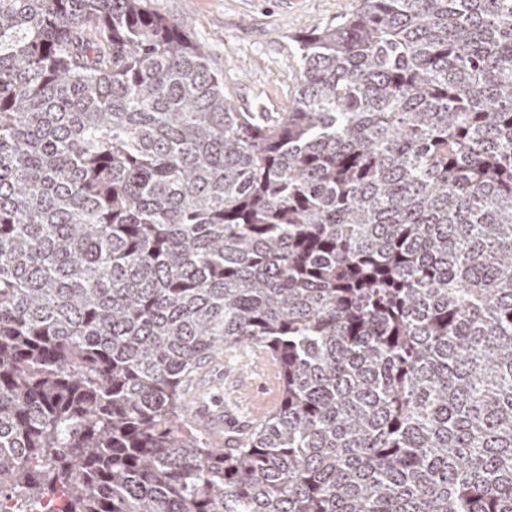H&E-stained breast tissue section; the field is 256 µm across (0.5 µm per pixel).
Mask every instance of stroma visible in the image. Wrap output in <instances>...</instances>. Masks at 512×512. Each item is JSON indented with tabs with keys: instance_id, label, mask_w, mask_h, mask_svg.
Wrapping results in <instances>:
<instances>
[{
	"instance_id": "35a3bbf8",
	"label": "stroma",
	"mask_w": 512,
	"mask_h": 512,
	"mask_svg": "<svg viewBox=\"0 0 512 512\" xmlns=\"http://www.w3.org/2000/svg\"><path fill=\"white\" fill-rule=\"evenodd\" d=\"M158 14L181 21L206 44L224 71V90L254 112H284L300 87V32L339 23L355 0H147ZM264 353L241 347L217 356L191 384L193 418L220 431L248 430L264 403H278L280 379Z\"/></svg>"
}]
</instances>
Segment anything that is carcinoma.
I'll return each instance as SVG.
<instances>
[{"mask_svg": "<svg viewBox=\"0 0 512 512\" xmlns=\"http://www.w3.org/2000/svg\"><path fill=\"white\" fill-rule=\"evenodd\" d=\"M274 119L146 0H0V499L512 512V0H357ZM251 344L224 450L183 387Z\"/></svg>", "mask_w": 512, "mask_h": 512, "instance_id": "cac0c4a2", "label": "carcinoma"}]
</instances>
